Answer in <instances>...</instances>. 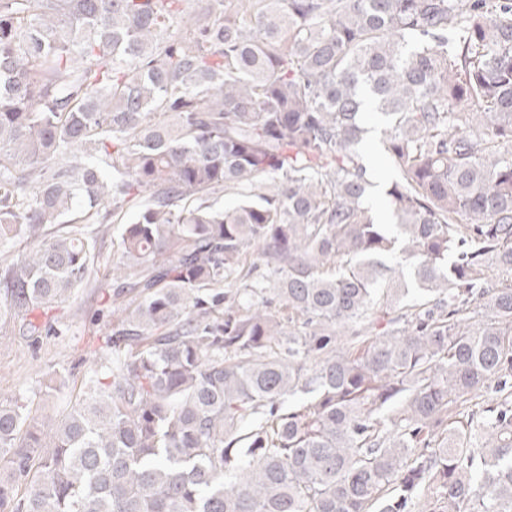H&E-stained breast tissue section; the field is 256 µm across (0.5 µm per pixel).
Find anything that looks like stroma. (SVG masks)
I'll list each match as a JSON object with an SVG mask.
<instances>
[{
	"label": "stroma",
	"mask_w": 512,
	"mask_h": 512,
	"mask_svg": "<svg viewBox=\"0 0 512 512\" xmlns=\"http://www.w3.org/2000/svg\"><path fill=\"white\" fill-rule=\"evenodd\" d=\"M100 307L97 295L86 289L53 310L52 327L41 335L0 334V402L33 395L44 380L55 375L63 385L48 410L62 414L75 398L88 367V345L99 342L91 318Z\"/></svg>",
	"instance_id": "35a3bbf8"
}]
</instances>
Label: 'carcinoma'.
Returning a JSON list of instances; mask_svg holds the SVG:
<instances>
[{
  "label": "carcinoma",
  "instance_id": "carcinoma-1",
  "mask_svg": "<svg viewBox=\"0 0 512 512\" xmlns=\"http://www.w3.org/2000/svg\"><path fill=\"white\" fill-rule=\"evenodd\" d=\"M92 287L0 512H512V0H0V328ZM363 120L370 128V131L373 130L375 133H373V137L369 140H367V136L365 137L363 144L359 147V151L362 156L363 163L365 162L366 164L367 162L368 152H370L377 160V165L373 169V178L371 179L374 182V185L379 184L382 188L386 210V190L391 184L393 174L390 170L386 155L383 152V146L381 143V130L385 125L384 119L380 115L369 112L364 114Z\"/></svg>",
  "mask_w": 512,
  "mask_h": 512
}]
</instances>
